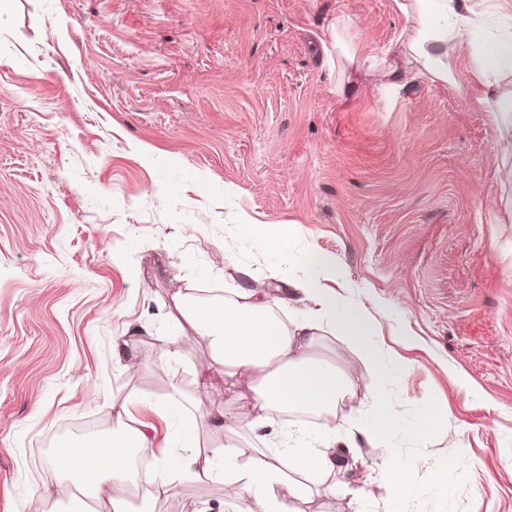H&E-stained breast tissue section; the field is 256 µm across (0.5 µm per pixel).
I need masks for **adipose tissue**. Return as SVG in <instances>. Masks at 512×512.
<instances>
[{"instance_id":"ef3b65f1","label":"adipose tissue","mask_w":512,"mask_h":512,"mask_svg":"<svg viewBox=\"0 0 512 512\" xmlns=\"http://www.w3.org/2000/svg\"><path fill=\"white\" fill-rule=\"evenodd\" d=\"M407 27L390 51L371 52L364 58L369 68L381 69L394 87L424 78L451 86L458 83L456 50L472 48L475 72L468 88L471 101L491 109L494 120L512 113V101L500 91L502 76L512 74V31L488 36L469 0H396ZM334 257L318 253L310 272L293 287L311 308L293 329L281 331L272 323L273 305L263 287L247 289L244 301H202L188 293H176L174 309L227 366L225 392L245 386L254 393L255 414L250 431L269 427L268 410L289 405L324 419L322 432L289 437L275 454L244 460L236 445L222 455L200 462L192 446L163 463L149 478H142L134 461L148 453L150 439L137 427L124 426L90 442H64L53 454L65 480L87 490L100 502H110L112 512H125L117 491L148 481L151 494L165 497L183 481L219 480L224 484L232 512H242L241 501L262 503L264 512H293L288 499L303 493V486L284 491L285 472L325 471L336 466V445L344 443L358 452L361 442L374 436L359 423L337 434L332 421L336 404L349 392V377L355 369L372 373L376 384L369 412L380 431L395 424L390 399L392 384L381 348L375 341L373 318L367 308L353 300H337ZM337 329L360 351L358 363L337 367L317 358L314 350L324 327Z\"/></svg>"}]
</instances>
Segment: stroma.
Wrapping results in <instances>:
<instances>
[{"label":"stroma","instance_id":"1","mask_svg":"<svg viewBox=\"0 0 512 512\" xmlns=\"http://www.w3.org/2000/svg\"><path fill=\"white\" fill-rule=\"evenodd\" d=\"M340 15L362 55L407 26L395 0H13L0 16V512H31L45 483L43 512H70L44 457L81 422L118 430L115 398L156 452L180 450L152 409L174 399L201 457L223 453L208 414L246 428L254 394L219 391L207 341L166 319L174 294L260 281L285 329L314 252L378 321L397 424L304 477L296 512H512V185L497 173L512 131L467 98V48L458 85L397 89L353 64L338 100L321 44ZM168 335L179 361L163 368ZM122 340L136 375L112 357ZM374 387L352 373L338 430ZM427 405L448 420L421 440ZM411 458L414 492L388 498L381 475ZM127 507L225 512L224 486Z\"/></svg>","mask_w":512,"mask_h":512}]
</instances>
